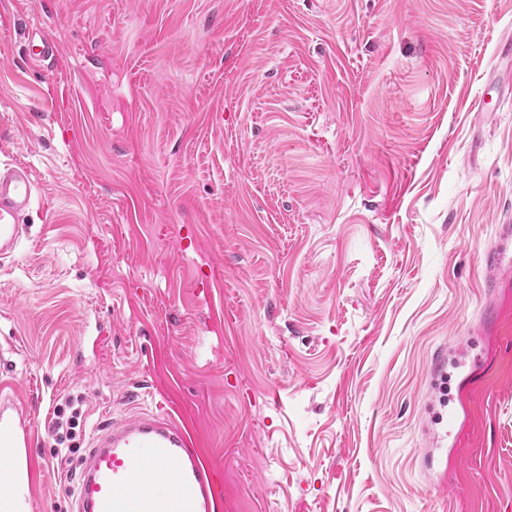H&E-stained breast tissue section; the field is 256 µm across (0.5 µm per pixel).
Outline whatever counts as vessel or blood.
I'll return each instance as SVG.
<instances>
[{
    "mask_svg": "<svg viewBox=\"0 0 512 512\" xmlns=\"http://www.w3.org/2000/svg\"><path fill=\"white\" fill-rule=\"evenodd\" d=\"M59 45L46 31L28 33L25 55L41 64ZM36 183L22 165L0 167V262L27 237L22 217ZM488 293L512 288V221L503 220L496 242L480 257ZM36 427L13 398L0 396V512H34L46 470L33 447ZM222 481L188 426L168 414L141 413L101 429L82 462L71 512H214Z\"/></svg>",
    "mask_w": 512,
    "mask_h": 512,
    "instance_id": "obj_1",
    "label": "vessel or blood"
}]
</instances>
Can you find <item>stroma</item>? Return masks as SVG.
Segmentation results:
<instances>
[{
  "mask_svg": "<svg viewBox=\"0 0 512 512\" xmlns=\"http://www.w3.org/2000/svg\"><path fill=\"white\" fill-rule=\"evenodd\" d=\"M58 38L52 70L25 37ZM512 0H0V167L38 185L0 265V389L68 512L53 411L185 419L217 512H512ZM489 111H478L480 100ZM448 348L468 435L421 460ZM484 288L495 293L497 288H512V225L507 218L499 224L496 242L480 257Z\"/></svg>",
  "mask_w": 512,
  "mask_h": 512,
  "instance_id": "35a3bbf8",
  "label": "stroma"
}]
</instances>
